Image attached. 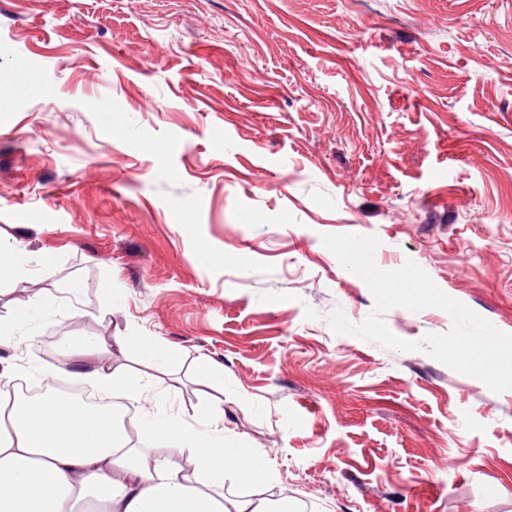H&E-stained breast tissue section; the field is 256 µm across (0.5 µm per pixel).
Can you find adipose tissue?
Wrapping results in <instances>:
<instances>
[{
  "label": "adipose tissue",
  "instance_id": "obj_1",
  "mask_svg": "<svg viewBox=\"0 0 512 512\" xmlns=\"http://www.w3.org/2000/svg\"><path fill=\"white\" fill-rule=\"evenodd\" d=\"M71 333L55 345L59 374L75 366L134 406L152 400L153 378L132 380L107 356L126 348ZM142 427L158 449L132 440L106 411L93 412L62 395L32 401L0 390V512H293L287 496H265L275 479L254 448L224 443V406L203 417L173 408L145 414ZM253 487L224 492L225 477Z\"/></svg>",
  "mask_w": 512,
  "mask_h": 512
}]
</instances>
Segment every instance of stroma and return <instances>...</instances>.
Wrapping results in <instances>:
<instances>
[{
    "instance_id": "stroma-1",
    "label": "stroma",
    "mask_w": 512,
    "mask_h": 512,
    "mask_svg": "<svg viewBox=\"0 0 512 512\" xmlns=\"http://www.w3.org/2000/svg\"><path fill=\"white\" fill-rule=\"evenodd\" d=\"M0 96V246L29 270L0 316L152 337L294 512H512V390L334 333L374 301L321 240L376 236L512 333V0H0ZM50 306L45 303H27L15 307L6 319H0V334L1 338L11 337L19 330L30 331L27 336H22L23 342L35 341L37 336L31 331L34 329L39 320L48 314Z\"/></svg>"
}]
</instances>
